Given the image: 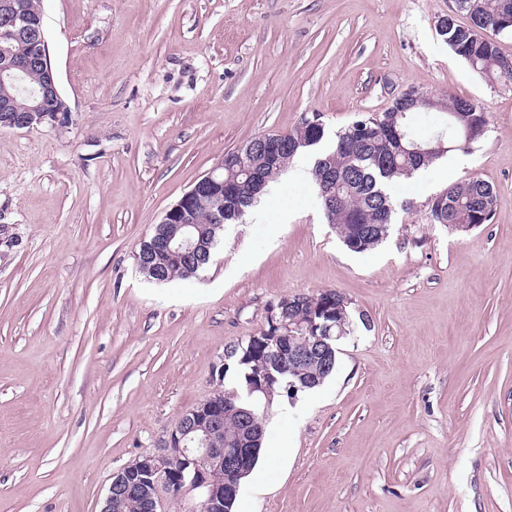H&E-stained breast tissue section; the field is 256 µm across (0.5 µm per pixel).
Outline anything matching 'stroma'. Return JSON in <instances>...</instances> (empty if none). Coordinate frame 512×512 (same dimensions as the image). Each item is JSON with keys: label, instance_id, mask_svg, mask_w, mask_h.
<instances>
[{"label": "stroma", "instance_id": "1", "mask_svg": "<svg viewBox=\"0 0 512 512\" xmlns=\"http://www.w3.org/2000/svg\"><path fill=\"white\" fill-rule=\"evenodd\" d=\"M65 123L0 127V512H100L216 387L281 297L334 290L354 331L280 398L248 512H512V86L439 37L448 0H41ZM485 108L484 137L394 186L387 240L349 251L290 165L212 262L157 284L136 254L226 152L303 117L322 149L407 88ZM489 223H432L448 186ZM442 194L445 198L440 194L431 203L430 212L435 224H453L452 230L459 231L460 227L456 224H474L475 228L490 221L495 190L488 182L471 178L449 186Z\"/></svg>", "mask_w": 512, "mask_h": 512}]
</instances>
